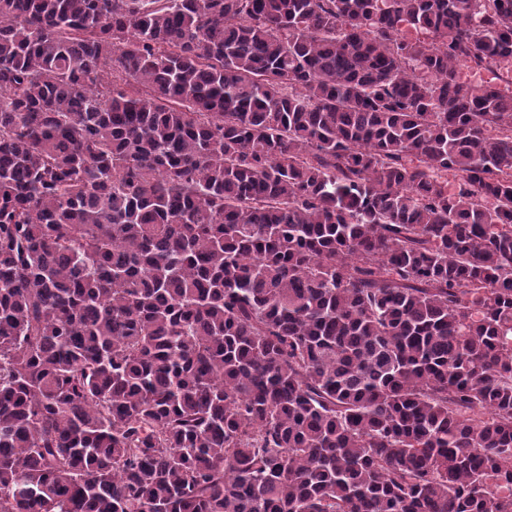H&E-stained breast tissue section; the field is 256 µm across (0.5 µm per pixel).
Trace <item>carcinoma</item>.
Returning <instances> with one entry per match:
<instances>
[{
	"label": "carcinoma",
	"mask_w": 512,
	"mask_h": 512,
	"mask_svg": "<svg viewBox=\"0 0 512 512\" xmlns=\"http://www.w3.org/2000/svg\"><path fill=\"white\" fill-rule=\"evenodd\" d=\"M512 0H0V512H512Z\"/></svg>",
	"instance_id": "cac0c4a2"
}]
</instances>
